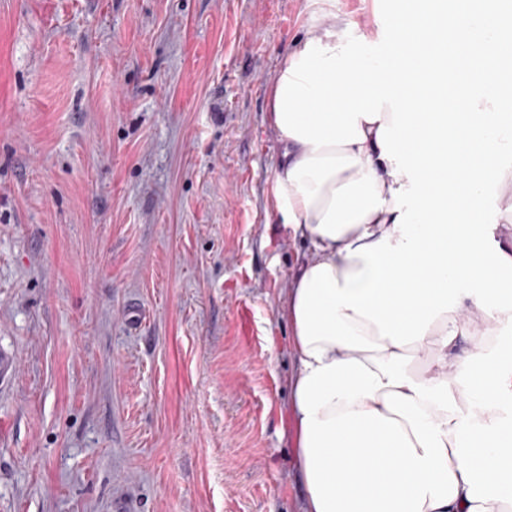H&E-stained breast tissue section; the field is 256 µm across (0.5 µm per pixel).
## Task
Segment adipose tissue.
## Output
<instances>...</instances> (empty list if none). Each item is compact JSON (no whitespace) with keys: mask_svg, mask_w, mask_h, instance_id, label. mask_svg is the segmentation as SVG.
<instances>
[{"mask_svg":"<svg viewBox=\"0 0 512 512\" xmlns=\"http://www.w3.org/2000/svg\"><path fill=\"white\" fill-rule=\"evenodd\" d=\"M379 122L364 139L312 148L286 133L271 183L272 204L312 254L296 273L283 310L296 322L305 275L319 265L336 279L359 271L346 246L399 240L392 176ZM512 310L487 315L474 298L441 313L423 341L401 347L363 335L383 350L360 351L293 338L289 415L295 438L300 512H512Z\"/></svg>","mask_w":512,"mask_h":512,"instance_id":"adipose-tissue-1","label":"adipose tissue"}]
</instances>
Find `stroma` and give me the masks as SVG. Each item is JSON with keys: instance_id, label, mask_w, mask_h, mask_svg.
I'll return each mask as SVG.
<instances>
[{"instance_id": "stroma-1", "label": "stroma", "mask_w": 512, "mask_h": 512, "mask_svg": "<svg viewBox=\"0 0 512 512\" xmlns=\"http://www.w3.org/2000/svg\"><path fill=\"white\" fill-rule=\"evenodd\" d=\"M312 12L0 0V512H299L267 91Z\"/></svg>"}]
</instances>
